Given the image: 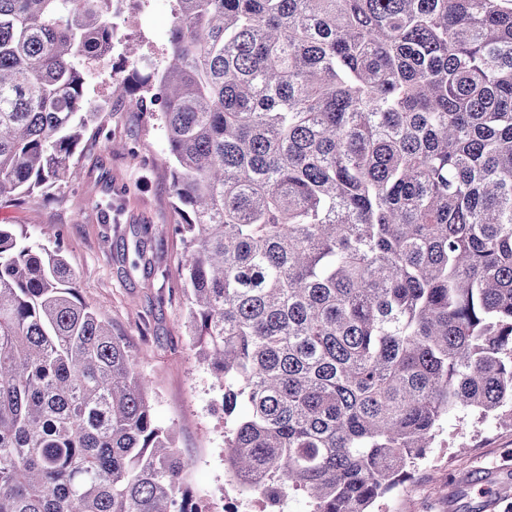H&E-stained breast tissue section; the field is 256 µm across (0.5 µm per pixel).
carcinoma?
<instances>
[{
  "label": "carcinoma",
  "instance_id": "carcinoma-1",
  "mask_svg": "<svg viewBox=\"0 0 512 512\" xmlns=\"http://www.w3.org/2000/svg\"><path fill=\"white\" fill-rule=\"evenodd\" d=\"M113 0H0V197L65 187ZM157 107L239 486L374 512L450 414L512 425V0H173ZM63 255L0 225V512H201Z\"/></svg>",
  "mask_w": 512,
  "mask_h": 512
}]
</instances>
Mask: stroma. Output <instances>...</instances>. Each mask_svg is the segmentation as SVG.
Segmentation results:
<instances>
[{
	"label": "stroma",
	"mask_w": 512,
	"mask_h": 512,
	"mask_svg": "<svg viewBox=\"0 0 512 512\" xmlns=\"http://www.w3.org/2000/svg\"><path fill=\"white\" fill-rule=\"evenodd\" d=\"M116 8L125 21L121 34L140 42L150 67L164 68L173 0H118ZM130 71L117 51L90 70L89 99L109 107L75 152L77 180L35 205L0 199V224L24 230L33 245L61 239L82 300L106 318L152 381L155 418L189 461L193 492L261 512L259 495L243 492L228 469L221 391L188 328L184 244L178 234H158L177 220L165 131L157 117L108 99L111 79ZM141 232L151 258L145 267L133 264ZM378 512H512V426L474 415L449 418L412 478Z\"/></svg>",
	"instance_id": "obj_1"
}]
</instances>
